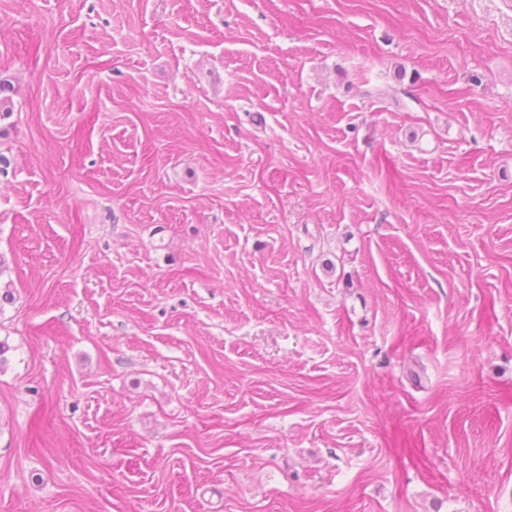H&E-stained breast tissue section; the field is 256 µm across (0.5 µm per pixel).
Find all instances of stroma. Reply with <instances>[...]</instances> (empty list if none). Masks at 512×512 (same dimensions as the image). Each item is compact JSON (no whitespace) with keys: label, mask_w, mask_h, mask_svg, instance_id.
Wrapping results in <instances>:
<instances>
[{"label":"stroma","mask_w":512,"mask_h":512,"mask_svg":"<svg viewBox=\"0 0 512 512\" xmlns=\"http://www.w3.org/2000/svg\"><path fill=\"white\" fill-rule=\"evenodd\" d=\"M0 512H512V0H0Z\"/></svg>","instance_id":"obj_1"}]
</instances>
